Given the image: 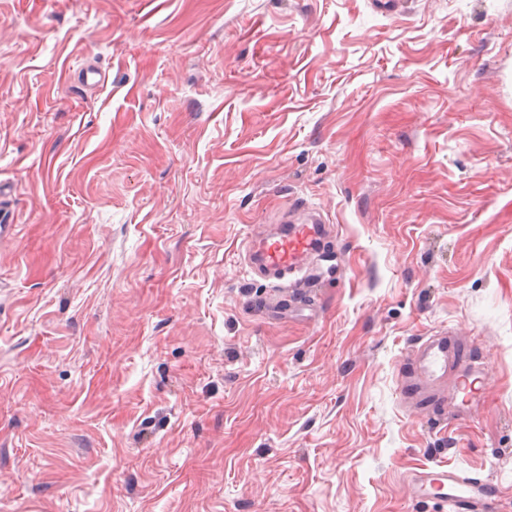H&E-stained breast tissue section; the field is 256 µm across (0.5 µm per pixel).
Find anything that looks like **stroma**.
Instances as JSON below:
<instances>
[{
    "instance_id": "35a3bbf8",
    "label": "stroma",
    "mask_w": 512,
    "mask_h": 512,
    "mask_svg": "<svg viewBox=\"0 0 512 512\" xmlns=\"http://www.w3.org/2000/svg\"><path fill=\"white\" fill-rule=\"evenodd\" d=\"M0 183V512H512V0H0ZM440 332L451 433L398 390ZM319 223L305 220L290 226L288 232L264 239L260 243L263 269L273 275L288 274L290 286L300 283L306 261L318 247ZM415 368L409 376H404L400 386L409 393L416 403H446L455 409L450 417H445L438 426L450 430L462 421L472 408L481 404L485 388L475 387L486 378L485 371L467 360L461 348L448 340V336H430L416 349L406 351ZM448 378L452 384L448 387ZM460 393L462 398L458 401ZM411 478L413 493L418 497H433L453 512H494L499 486L490 479L462 476L454 469H444L432 475L426 468Z\"/></svg>"
}]
</instances>
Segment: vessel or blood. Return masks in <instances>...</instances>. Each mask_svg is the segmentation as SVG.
<instances>
[{"instance_id": "vessel-or-blood-1", "label": "vessel or blood", "mask_w": 512, "mask_h": 512, "mask_svg": "<svg viewBox=\"0 0 512 512\" xmlns=\"http://www.w3.org/2000/svg\"><path fill=\"white\" fill-rule=\"evenodd\" d=\"M319 227L306 220L290 226L288 232L264 239L260 244L263 269L273 275H287L290 284L300 283L306 262L318 247ZM406 356L415 367L403 377L401 387L418 403H446L454 408L440 427L449 430L462 421L472 408L481 403L485 371L463 355L459 345L444 336H432ZM411 484L419 497H432L451 512H495L499 487L492 480L466 477L453 469L432 474L415 472Z\"/></svg>"}]
</instances>
